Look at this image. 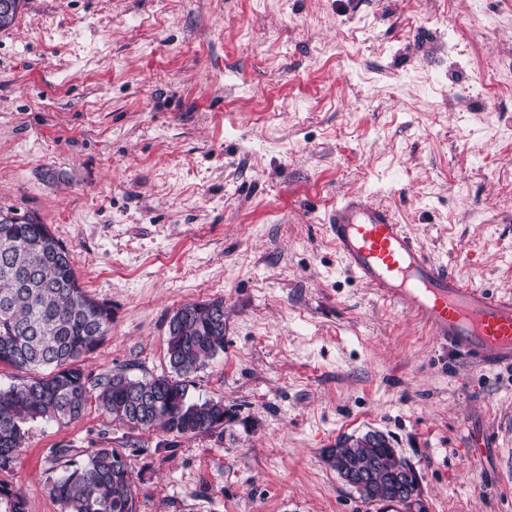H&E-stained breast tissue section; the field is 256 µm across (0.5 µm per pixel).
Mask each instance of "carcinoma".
<instances>
[{
  "label": "carcinoma",
  "instance_id": "obj_1",
  "mask_svg": "<svg viewBox=\"0 0 512 512\" xmlns=\"http://www.w3.org/2000/svg\"><path fill=\"white\" fill-rule=\"evenodd\" d=\"M112 312L89 297L73 259L47 225L0 210V365L29 374L0 387V472L13 470L24 425L35 419H77L91 403L132 430L161 429L175 437L224 425V401H194L190 374L224 351V301L189 302L170 318L167 356L172 374L138 379L123 371L89 384L79 365L108 333ZM335 471L367 475L379 485L407 469L389 439L368 432L328 451ZM62 512H136L134 481L115 448H96L82 464H68L51 486ZM4 512H25L19 491L0 481Z\"/></svg>",
  "mask_w": 512,
  "mask_h": 512
}]
</instances>
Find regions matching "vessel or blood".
<instances>
[{
    "instance_id": "vessel-or-blood-1",
    "label": "vessel or blood",
    "mask_w": 512,
    "mask_h": 512,
    "mask_svg": "<svg viewBox=\"0 0 512 512\" xmlns=\"http://www.w3.org/2000/svg\"><path fill=\"white\" fill-rule=\"evenodd\" d=\"M328 228L347 268L377 296L401 304L437 340L480 364L512 367V296L463 284L364 193L337 203Z\"/></svg>"
}]
</instances>
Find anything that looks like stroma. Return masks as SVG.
Listing matches in <instances>:
<instances>
[{
  "instance_id": "stroma-1",
  "label": "stroma",
  "mask_w": 512,
  "mask_h": 512,
  "mask_svg": "<svg viewBox=\"0 0 512 512\" xmlns=\"http://www.w3.org/2000/svg\"><path fill=\"white\" fill-rule=\"evenodd\" d=\"M357 191L512 294V0H27L0 30V209L47 224L111 308L90 382L169 373L173 313L223 300L224 351L188 393L227 417L183 437L95 408L27 423L0 475L25 512H61L60 448L118 449L137 512H381L326 462L369 431L423 512H512V367L346 269L326 224Z\"/></svg>"
}]
</instances>
